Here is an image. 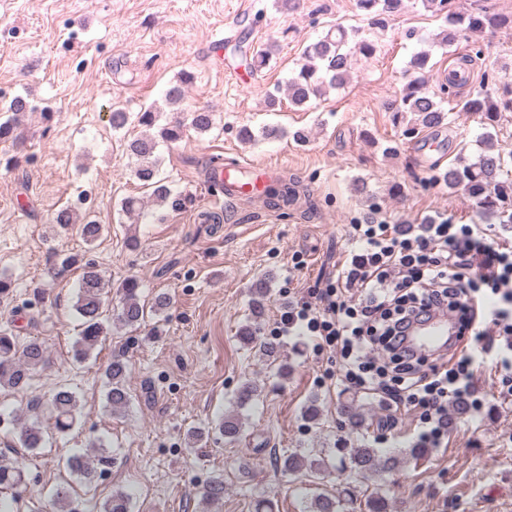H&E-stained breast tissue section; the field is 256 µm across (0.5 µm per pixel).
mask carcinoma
<instances>
[{
	"instance_id": "obj_1",
	"label": "carcinoma",
	"mask_w": 512,
	"mask_h": 512,
	"mask_svg": "<svg viewBox=\"0 0 512 512\" xmlns=\"http://www.w3.org/2000/svg\"><path fill=\"white\" fill-rule=\"evenodd\" d=\"M425 10L443 21L440 32L432 45L443 50L451 49L468 35L485 29L512 30V14L491 12L489 10L463 11L455 5V0H422ZM357 7L371 20L372 27H382L386 18L398 14L403 8V0H357ZM278 51L277 42L267 43L254 50L249 58L251 70L259 71L267 67ZM377 51V42L372 36L364 34L359 28H346L333 25L317 40L306 45L301 53L299 68L292 72L283 86H276L268 93L266 107L275 111L287 97L288 103L302 107L311 97L322 96L329 89L343 87L350 75L351 61L356 56L372 57ZM432 53L420 48L407 62L406 73L409 80L403 87L399 98L386 104L387 111L393 113L394 123L403 125L402 135L410 137L427 129L437 131L448 125V113L443 107L445 100L455 102L460 112H479L490 126L497 122L499 113L512 111V99L498 100L488 88L464 98H458V89L468 81L465 68L458 67L448 71L442 80H437V88L428 85L426 75ZM192 75L182 74L165 92V101L171 106L181 105ZM36 111L29 101L14 97L0 107V142L16 143L18 130L23 118L29 112ZM158 112L150 107L137 116L141 133L128 144L129 155L135 162V177L148 192L149 198L164 202L171 196V188L165 178L161 177L160 160L157 154L159 143H175L185 134V126L179 122H170L153 132L156 127ZM190 126L198 133L209 131L213 127V115L206 109L199 108L190 114ZM290 135L295 143H304L307 133L298 129L292 133L278 125H264L260 136L244 126L238 136L245 143L257 138L280 140ZM507 160L503 152L494 148L491 135H486L476 158L467 161L459 158L448 165L445 170L436 164L433 170L437 174L431 177V183L440 182L452 187H461L473 201L475 207L487 214L498 217L500 221L512 222V179L504 174ZM81 264L80 288L75 303V310L82 320L80 339L74 345V357L85 360L90 351L108 335L103 319L105 295L112 287L100 270L91 262H81L71 256L62 262L66 269ZM121 306L115 320L126 327H138L144 321L147 311L157 313L167 307L169 299L164 293L157 294L152 305L147 306L141 300V283L138 278L129 276L118 285ZM266 309V287L260 281L254 285L250 305L251 317L259 320ZM240 340L243 344L266 356H274L277 345L268 340H260L251 327L241 330ZM47 361V348L37 339H31L23 345L16 343V337L4 330L0 332V387L23 391L30 385L33 372ZM128 364L121 355H115L104 371L109 407L114 410L124 408L129 402L127 391ZM260 394L256 384L243 382L236 392L237 404L244 406ZM51 414L55 428L66 432L73 428L80 416L76 396L67 390L56 392L50 402ZM219 430L224 437L234 440L239 437L241 423L233 416H226L219 422ZM44 431L38 420L24 422L15 434L12 448L20 454L32 451L42 445ZM105 463L107 457L97 452V459L87 454H76L66 460L67 468L81 475L86 480L94 479V463ZM350 465L354 472L364 478H373L394 468L395 460L381 456L376 449L368 446L354 448L350 453ZM280 469L286 473L301 477H316L321 468V461L309 459L292 453L279 458ZM22 480L17 467L0 465V489H8ZM224 496V481L215 479L201 492V501L214 503ZM52 501L59 512H77L74 507L73 488L67 482L56 485ZM103 512H130V497L123 490H115L103 506Z\"/></svg>"
}]
</instances>
